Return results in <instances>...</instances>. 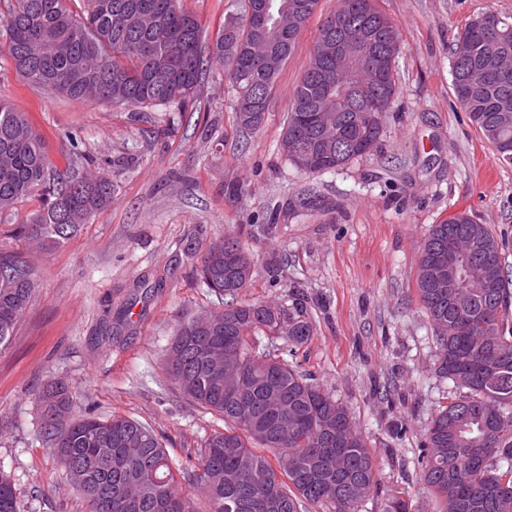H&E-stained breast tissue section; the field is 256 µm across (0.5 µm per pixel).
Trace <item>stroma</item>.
<instances>
[{"label":"stroma","mask_w":512,"mask_h":512,"mask_svg":"<svg viewBox=\"0 0 512 512\" xmlns=\"http://www.w3.org/2000/svg\"><path fill=\"white\" fill-rule=\"evenodd\" d=\"M402 42L397 98L380 145L342 170L305 175L279 151L294 88L323 20L338 0H319L281 70L259 129L235 121L233 92L212 65L187 107H107L22 80L0 54V99L41 134L54 174L103 172L112 203L68 240L34 254L37 294L0 347V470L21 512H88L41 436L36 395L67 380L78 405L121 414L166 439L171 458L192 465L215 418L164 377L180 318L215 308L195 259L183 249L234 234L252 260L242 301L303 298L315 334L297 349L299 371L344 403L372 448L379 486L362 512H383L393 494L414 512H436L416 457L447 380L432 367L437 346L415 294L422 244L456 210L490 225L512 282V163L498 158L457 103L451 51L464 25L512 0H377ZM212 45L243 0H183ZM78 135L71 148L70 135ZM313 188L318 206L297 203ZM42 193L0 214V246L25 250L15 234ZM261 224L272 234L258 233ZM404 425L403 440L392 435Z\"/></svg>","instance_id":"stroma-1"}]
</instances>
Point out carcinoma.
Returning a JSON list of instances; mask_svg holds the SVG:
<instances>
[{
  "mask_svg": "<svg viewBox=\"0 0 512 512\" xmlns=\"http://www.w3.org/2000/svg\"><path fill=\"white\" fill-rule=\"evenodd\" d=\"M0 23L16 73L26 82L73 99L117 107L185 103L197 95L207 64L224 67L242 128L264 120L260 97L272 99L277 76L301 31L285 35L276 24L255 29L249 9H298L303 22L319 0H244L243 14L224 21L209 50L197 17L181 0H146L149 18L135 0H11ZM361 34L381 52V75L360 93L326 75L318 47L328 32ZM402 47L395 25L376 0H339L320 26L309 64L295 88L280 150L297 170L324 174L342 169L377 148L383 120L396 97L394 77ZM276 53L270 70L259 54ZM500 51L499 36L469 21L452 48L455 97L483 139L502 154L512 144V79L491 78L464 93L469 67ZM328 112L346 139L328 151L304 117ZM45 203L15 227L30 250L57 245L112 202V182L91 175L51 182L41 135L13 104L0 101V212L36 190ZM464 240L476 273L461 288H436L434 260L448 239ZM242 247L232 234L211 242L201 259L200 283L230 297L195 319L180 322L168 348L166 379L189 402L224 422L197 452V464L180 468L151 427L122 415L95 417L74 403L67 383L51 382L37 405L43 438L88 512H195L181 481L200 488L209 512H300L302 502L325 512H359L378 485L374 454L348 408L291 365L280 348L258 350L253 339L277 336L296 348L314 336L300 302H238L251 273L224 259ZM0 347L6 345L38 288L26 253L0 248ZM416 292L435 333L436 373L453 384L425 429L417 459L421 480L437 512H512V290L501 247L491 227L466 211L431 226L418 261ZM463 390L465 394L456 395ZM252 418L244 420L239 403ZM0 512H19L14 485L0 470Z\"/></svg>",
  "mask_w": 512,
  "mask_h": 512,
  "instance_id": "obj_1",
  "label": "carcinoma"
}]
</instances>
